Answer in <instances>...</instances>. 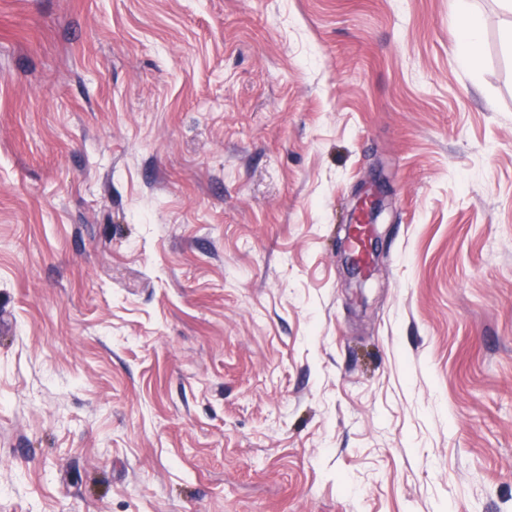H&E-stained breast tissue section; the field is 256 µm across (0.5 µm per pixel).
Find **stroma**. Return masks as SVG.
<instances>
[{
  "instance_id": "stroma-1",
  "label": "stroma",
  "mask_w": 512,
  "mask_h": 512,
  "mask_svg": "<svg viewBox=\"0 0 512 512\" xmlns=\"http://www.w3.org/2000/svg\"><path fill=\"white\" fill-rule=\"evenodd\" d=\"M454 8L0 0V512H512V14L473 68ZM364 201L367 208V215L370 224H379V219L386 212L390 206L389 192L381 183H374L363 190L362 196L358 197L355 208L350 212V219L348 224H352L355 211L364 209L362 202ZM352 247L359 257L363 268L371 272L373 270V263L371 257L366 249V239L369 233L367 224H352Z\"/></svg>"
}]
</instances>
